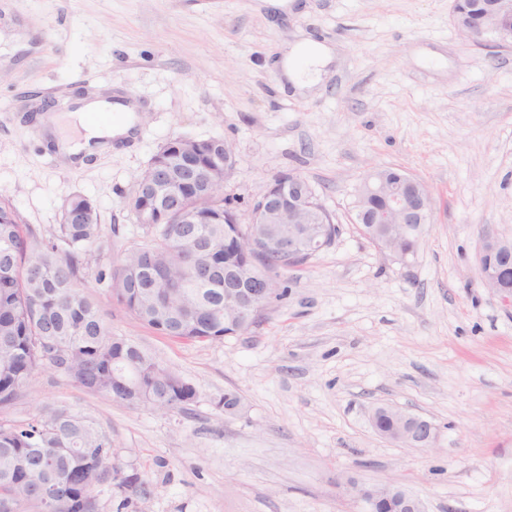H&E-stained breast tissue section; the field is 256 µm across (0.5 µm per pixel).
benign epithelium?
Returning <instances> with one entry per match:
<instances>
[{
  "instance_id": "benign-epithelium-1",
  "label": "benign epithelium",
  "mask_w": 512,
  "mask_h": 512,
  "mask_svg": "<svg viewBox=\"0 0 512 512\" xmlns=\"http://www.w3.org/2000/svg\"><path fill=\"white\" fill-rule=\"evenodd\" d=\"M512 15V0H492L487 10L472 21L476 34L468 36L473 42L496 48L512 46V28L503 21ZM224 155V181L213 186L214 192L224 194L226 181L231 177L236 158L233 148L225 141L200 142L194 138H177L172 148L191 159V165L203 164L211 156L214 147ZM368 193L383 199L384 208L369 212L360 209V217L372 224H427L431 220L430 197L419 193V181L401 172L393 179L376 174L366 181ZM142 198L139 213L145 224H179V237L191 239L188 225L199 224L202 216L186 206L182 192L174 189L170 174L161 163L144 171L142 187H134L131 200ZM313 188L296 173H285L275 177L265 191L249 206L245 225V237H256L261 251L265 253L292 254L320 241L314 237L297 233H286L276 229L278 224H315L319 214L310 201ZM493 254L503 267L512 265V241L484 230L480 235L479 274L480 284L494 296L505 309L512 308V287L499 274L484 269V259ZM280 275L264 270L257 263L241 269L224 271V320L239 327L250 321L256 309H266L278 300ZM436 440V428L427 420H420L409 429H403L398 442L421 447H430ZM349 492L365 505L366 512H379L386 501L394 502L400 512H424L421 498L405 488L392 484L370 485L357 481L347 483Z\"/></svg>"
}]
</instances>
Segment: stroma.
<instances>
[{
	"instance_id": "1",
	"label": "stroma",
	"mask_w": 512,
	"mask_h": 512,
	"mask_svg": "<svg viewBox=\"0 0 512 512\" xmlns=\"http://www.w3.org/2000/svg\"><path fill=\"white\" fill-rule=\"evenodd\" d=\"M453 0H0V196L46 234L65 201L102 224L85 283L113 334L196 390L186 412L134 409L45 368L0 422L67 403L95 419L126 468L152 487L98 512H363L343 486L394 483L426 512H512V314L478 278L480 233L512 239V48L475 45ZM336 46L320 92L280 90L274 67L299 41ZM139 105L134 140L69 165L32 111H72L89 94ZM228 141L224 192L240 211L276 175L306 178L340 231L247 334L180 342L141 326L98 271L146 237L127 205L168 140ZM423 182L433 218L408 264L354 222L368 172ZM238 393L225 414V392ZM429 420L433 447L378 435L372 410Z\"/></svg>"
}]
</instances>
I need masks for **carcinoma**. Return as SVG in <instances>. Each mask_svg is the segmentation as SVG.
Listing matches in <instances>:
<instances>
[{"mask_svg":"<svg viewBox=\"0 0 512 512\" xmlns=\"http://www.w3.org/2000/svg\"><path fill=\"white\" fill-rule=\"evenodd\" d=\"M186 202L206 214L194 225L197 253L171 236L169 224H144L147 241L102 273L113 299L134 320L162 336L187 342L224 339V278L206 286L191 270L203 257L224 271L244 255L224 250L237 225L224 219L230 197L190 193ZM83 216L80 224L72 216ZM321 245L292 258L258 253L263 268L289 271L331 245L339 229L327 215ZM425 231L410 224L403 248L415 255ZM95 205L76 194L63 206L61 224L37 238L7 198H0V408L12 404L41 368H52L93 392L128 407L178 412L196 396L194 386L131 340L112 334L105 314L81 285L87 247L99 239ZM396 420L377 414L374 429L393 433ZM123 471L106 432L66 404L46 408L24 424L0 423V512H96V491ZM49 483L46 499L34 486Z\"/></svg>","mask_w":512,"mask_h":512,"instance_id":"carcinoma-1","label":"carcinoma"}]
</instances>
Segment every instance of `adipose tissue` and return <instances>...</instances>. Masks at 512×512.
<instances>
[{
    "label": "adipose tissue",
    "instance_id": "ef3b65f1",
    "mask_svg": "<svg viewBox=\"0 0 512 512\" xmlns=\"http://www.w3.org/2000/svg\"><path fill=\"white\" fill-rule=\"evenodd\" d=\"M331 60L332 54L324 44L308 41L294 46L277 62L276 68L294 91L310 93L319 87ZM98 107V102L89 101L77 111L44 119L50 131L58 136L57 148L71 157L73 165L82 164L88 154L107 150L112 139L129 137L134 127L135 117L131 114L116 124L90 123L87 114Z\"/></svg>",
    "mask_w": 512,
    "mask_h": 512
}]
</instances>
